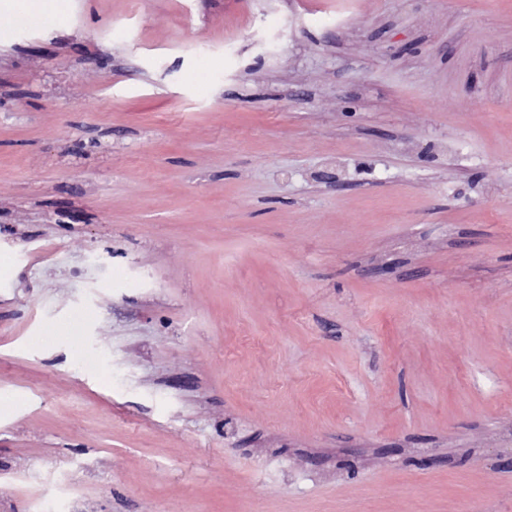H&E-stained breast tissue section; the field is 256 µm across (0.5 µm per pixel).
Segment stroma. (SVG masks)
<instances>
[{
	"mask_svg": "<svg viewBox=\"0 0 512 512\" xmlns=\"http://www.w3.org/2000/svg\"><path fill=\"white\" fill-rule=\"evenodd\" d=\"M0 512H512V0H0Z\"/></svg>",
	"mask_w": 512,
	"mask_h": 512,
	"instance_id": "1",
	"label": "stroma"
}]
</instances>
